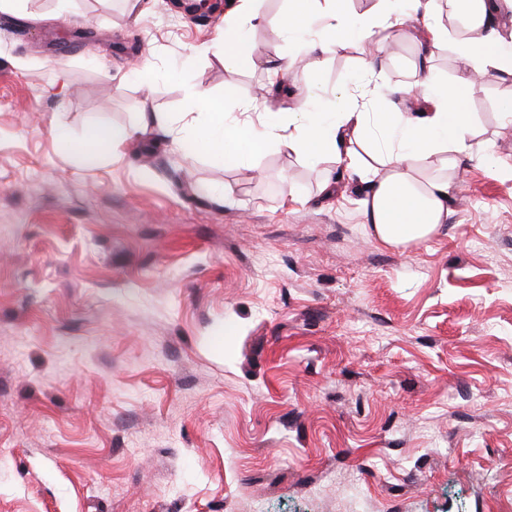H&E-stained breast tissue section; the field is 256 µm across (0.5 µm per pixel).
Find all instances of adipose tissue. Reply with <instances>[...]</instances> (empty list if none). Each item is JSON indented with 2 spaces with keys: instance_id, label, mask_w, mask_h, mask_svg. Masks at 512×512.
<instances>
[{
  "instance_id": "1",
  "label": "adipose tissue",
  "mask_w": 512,
  "mask_h": 512,
  "mask_svg": "<svg viewBox=\"0 0 512 512\" xmlns=\"http://www.w3.org/2000/svg\"><path fill=\"white\" fill-rule=\"evenodd\" d=\"M258 0H231L224 15L220 52L225 71L262 70L270 84L282 82L295 60L262 54L248 36L265 25ZM512 0H373L363 12L343 0H288L276 24L279 36L303 45L312 80L294 102L278 110L244 102L226 112L208 92L194 95L195 109L177 117L142 113L141 127L165 129L174 150L195 137L206 150L237 166L250 165L273 149L322 167L321 190L332 194L336 171L369 181L360 201L373 236L387 246H406L432 237L448 220V201L456 189L453 172L470 157L474 124L458 106L460 89L471 88L489 73L512 77ZM421 26L424 50L412 81L391 86L368 84L360 92L343 86L313 108L323 60L347 42L365 43L364 74L381 71L391 46L408 25ZM448 47L467 68L454 83L435 79V48ZM377 104L364 111L360 98Z\"/></svg>"
}]
</instances>
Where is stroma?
<instances>
[{"label": "stroma", "instance_id": "stroma-1", "mask_svg": "<svg viewBox=\"0 0 512 512\" xmlns=\"http://www.w3.org/2000/svg\"><path fill=\"white\" fill-rule=\"evenodd\" d=\"M223 28L170 0L0 12V512H512V80L468 90L448 221L406 247L369 234L366 184L323 197L274 150L60 148L265 88L225 73ZM391 53L375 81H411L413 34Z\"/></svg>", "mask_w": 512, "mask_h": 512}]
</instances>
